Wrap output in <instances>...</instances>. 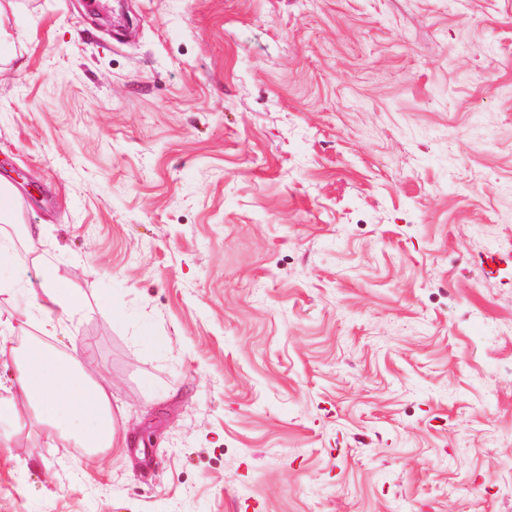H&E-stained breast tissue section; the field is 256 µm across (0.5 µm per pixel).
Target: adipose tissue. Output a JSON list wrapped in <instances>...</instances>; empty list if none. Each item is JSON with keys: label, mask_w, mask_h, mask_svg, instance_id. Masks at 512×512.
Masks as SVG:
<instances>
[{"label": "adipose tissue", "mask_w": 512, "mask_h": 512, "mask_svg": "<svg viewBox=\"0 0 512 512\" xmlns=\"http://www.w3.org/2000/svg\"><path fill=\"white\" fill-rule=\"evenodd\" d=\"M39 288L33 343L24 350L16 345L24 319L0 329V362L13 363L17 386L16 393L0 395V421L28 415L61 447L85 449L93 460L116 443L109 384L95 378L76 353L49 343L64 334L66 317L82 309L83 298L52 264L43 268Z\"/></svg>", "instance_id": "ef3b65f1"}]
</instances>
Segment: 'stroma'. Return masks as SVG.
<instances>
[{"label": "stroma", "instance_id": "35a3bbf8", "mask_svg": "<svg viewBox=\"0 0 512 512\" xmlns=\"http://www.w3.org/2000/svg\"><path fill=\"white\" fill-rule=\"evenodd\" d=\"M87 2L0 0V237L125 444L0 512H512V0Z\"/></svg>", "mask_w": 512, "mask_h": 512}]
</instances>
